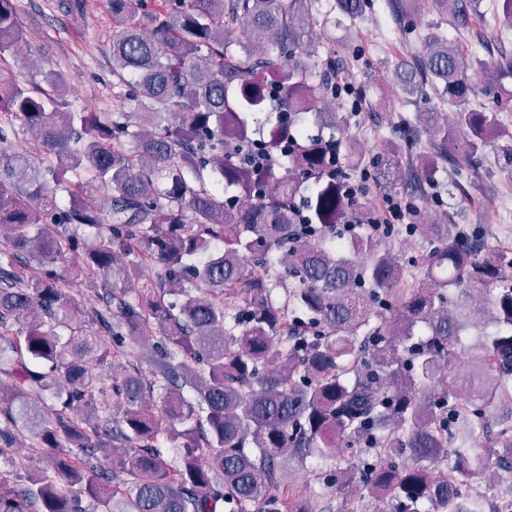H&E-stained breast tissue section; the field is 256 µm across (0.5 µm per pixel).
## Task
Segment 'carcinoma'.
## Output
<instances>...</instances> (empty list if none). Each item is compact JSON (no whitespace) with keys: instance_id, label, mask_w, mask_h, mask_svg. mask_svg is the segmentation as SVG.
<instances>
[{"instance_id":"carcinoma-1","label":"carcinoma","mask_w":512,"mask_h":512,"mask_svg":"<svg viewBox=\"0 0 512 512\" xmlns=\"http://www.w3.org/2000/svg\"><path fill=\"white\" fill-rule=\"evenodd\" d=\"M319 2L110 0L112 75L135 112L69 110L60 72L48 91L0 74V328L19 325L0 333V512H89L86 497L100 512H318L286 464L346 450L349 479L393 512H512V498L490 507L472 491L491 466L512 475L506 258L443 224L372 228L364 192L349 206L327 139L306 128L346 121L320 111L336 83H311L304 64ZM438 2L465 21L481 0ZM23 38L15 0H0V59ZM470 69L433 34L420 64L396 69L408 97L430 83L457 103L421 116L437 154L419 185L450 149L471 165L493 145L512 171V133L467 107ZM266 107L277 114L257 140ZM17 121L49 165L14 148ZM75 171L85 180L69 187ZM352 208L360 223L341 226ZM402 234L427 240L409 266L388 244ZM69 277L100 283L98 331ZM477 290L495 331L464 347ZM129 352L150 377L120 362ZM106 361L110 375L94 374ZM24 432L46 466L17 488Z\"/></svg>"}]
</instances>
